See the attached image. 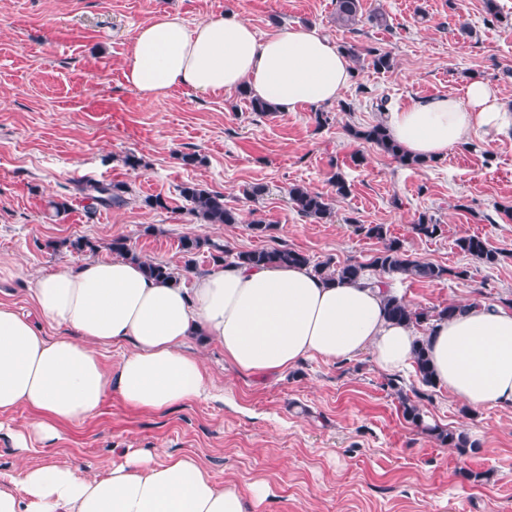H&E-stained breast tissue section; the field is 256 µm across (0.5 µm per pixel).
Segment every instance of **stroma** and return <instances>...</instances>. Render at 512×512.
Wrapping results in <instances>:
<instances>
[{"label": "stroma", "instance_id": "35a3bbf8", "mask_svg": "<svg viewBox=\"0 0 512 512\" xmlns=\"http://www.w3.org/2000/svg\"><path fill=\"white\" fill-rule=\"evenodd\" d=\"M499 4L501 20L490 26L484 0H362L364 18L348 30L336 25L333 0H0V302L33 312L38 277L63 263L112 258L116 238L177 270L186 235L236 252L286 247L315 261L363 262L379 243L356 232L359 224L385 225L415 256L452 269L440 282L387 276L411 306L512 299V140L475 135L443 159L408 168L347 132L385 121L377 99L405 106L458 93L474 76L512 102V0ZM376 11L386 25L368 21ZM226 12L261 38L310 26L339 46L388 52L393 66H359L323 127L310 107L259 115L238 92L187 89L145 102L126 84L123 64L141 25L167 13L192 26ZM193 152L201 164L183 165L181 154ZM130 154L140 166L126 165ZM335 174L348 195H337ZM84 179L125 185L126 205L89 212L75 192ZM188 182L223 192L239 223H198L179 192ZM252 183L267 185V194L246 200ZM294 184L321 193L331 216L317 223L297 213L287 195ZM60 195L71 208L50 216L46 203ZM150 195L165 197L167 208L146 207ZM422 214L441 224L439 237L413 233ZM257 217L271 226L262 238L248 228ZM468 234L500 252L496 266L457 248ZM76 237L94 251L48 247ZM188 349L225 388L224 400L155 413L112 396L65 427L52 450L34 443L28 463L68 459L102 475L122 449L157 448L197 456L222 484L266 481L274 495L261 512H512V407L473 409L403 372L428 421L475 441L462 457L404 420L370 353L307 359L260 378L237 372L202 337ZM466 469L489 479L469 482Z\"/></svg>", "mask_w": 512, "mask_h": 512}]
</instances>
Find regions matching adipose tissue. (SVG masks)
Returning a JSON list of instances; mask_svg holds the SVG:
<instances>
[{
  "instance_id": "ef3b65f1",
  "label": "adipose tissue",
  "mask_w": 512,
  "mask_h": 512,
  "mask_svg": "<svg viewBox=\"0 0 512 512\" xmlns=\"http://www.w3.org/2000/svg\"><path fill=\"white\" fill-rule=\"evenodd\" d=\"M351 78L346 51L315 29L288 27L261 39L232 14L192 27L156 16L137 29L124 64L126 83L146 101L173 88L212 95L246 85L288 111L338 102ZM387 127L407 153L439 160L477 133L512 140V106L475 76L461 94L388 109ZM386 296L376 285L327 282L304 266H218L187 288L148 278L123 258L57 267L31 297L62 335L44 336L0 303V415L21 407L33 414L14 435L19 462L0 480V512H254L271 494L267 483H218L185 453L130 448L103 475L72 461L31 465L25 456L32 438L55 442L62 427L92 416L112 395L152 412L223 398L186 349L193 336L253 375L364 351L377 367L402 371L417 336L387 319ZM128 341L133 348L118 369L106 368L99 348ZM429 344L437 383L452 397L475 408L512 406V309L468 306L436 323Z\"/></svg>"
}]
</instances>
